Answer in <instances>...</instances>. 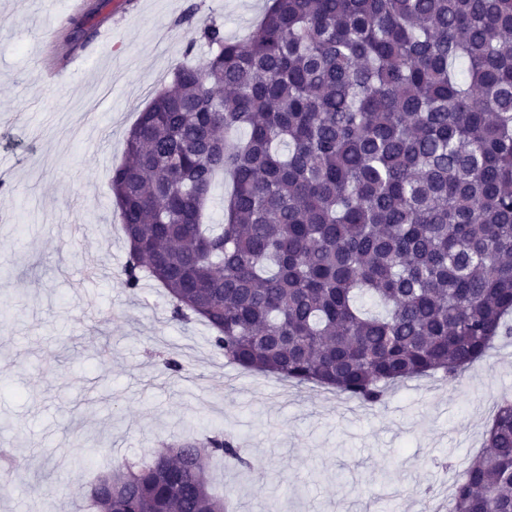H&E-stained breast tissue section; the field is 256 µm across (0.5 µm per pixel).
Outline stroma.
<instances>
[{"mask_svg": "<svg viewBox=\"0 0 512 512\" xmlns=\"http://www.w3.org/2000/svg\"><path fill=\"white\" fill-rule=\"evenodd\" d=\"M97 0H0V163L15 164L0 207V449L24 477L0 489V512H91L97 474L180 434L222 429L252 462L210 466L235 512H424L422 491L456 482L481 452L495 403L512 397V340L459 380L413 378L367 406L243 369L209 329L171 320L161 288L137 295L119 274L127 246L110 190L124 140L173 69L197 61L200 20L249 34L266 0H111V45L72 49L55 84L40 72L59 28ZM193 20H182L189 6ZM182 362L181 374L156 350Z\"/></svg>", "mask_w": 512, "mask_h": 512, "instance_id": "stroma-1", "label": "stroma"}]
</instances>
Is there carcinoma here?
<instances>
[{"label": "carcinoma", "mask_w": 512, "mask_h": 512, "mask_svg": "<svg viewBox=\"0 0 512 512\" xmlns=\"http://www.w3.org/2000/svg\"><path fill=\"white\" fill-rule=\"evenodd\" d=\"M244 41L156 91L111 191L170 318L202 319L246 369L367 405L512 337V0H268ZM95 13L62 27L72 47ZM247 130L234 140L228 131ZM224 223L202 218L216 175ZM368 298L378 313L363 308ZM250 468L224 431L188 435L91 491L96 512H224L205 460ZM454 512H512V399L456 483Z\"/></svg>", "instance_id": "obj_1"}]
</instances>
